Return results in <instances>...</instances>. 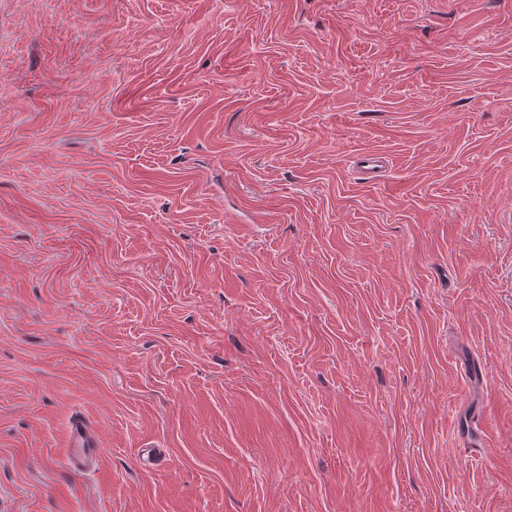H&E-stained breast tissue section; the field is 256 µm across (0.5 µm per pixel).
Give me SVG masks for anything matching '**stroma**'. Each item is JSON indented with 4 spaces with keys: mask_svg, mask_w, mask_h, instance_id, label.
<instances>
[{
    "mask_svg": "<svg viewBox=\"0 0 512 512\" xmlns=\"http://www.w3.org/2000/svg\"><path fill=\"white\" fill-rule=\"evenodd\" d=\"M0 512H512V0H0ZM99 451L85 425L76 421L70 430V447L66 450L65 462L74 473H83L94 468Z\"/></svg>",
    "mask_w": 512,
    "mask_h": 512,
    "instance_id": "obj_1",
    "label": "stroma"
}]
</instances>
